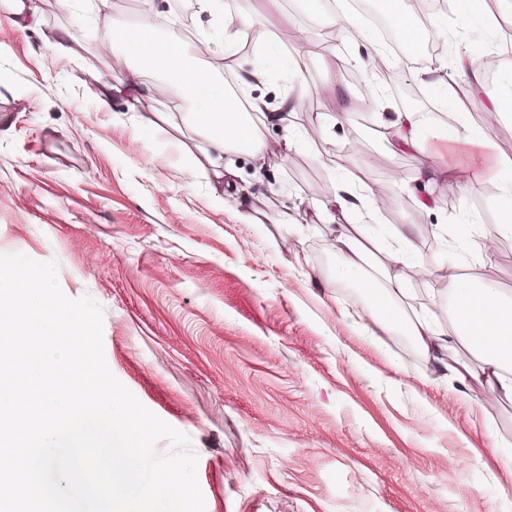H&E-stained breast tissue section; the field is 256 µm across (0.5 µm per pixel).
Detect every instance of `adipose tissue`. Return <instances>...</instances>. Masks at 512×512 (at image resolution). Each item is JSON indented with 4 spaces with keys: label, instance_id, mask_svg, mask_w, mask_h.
Segmentation results:
<instances>
[{
    "label": "adipose tissue",
    "instance_id": "1",
    "mask_svg": "<svg viewBox=\"0 0 512 512\" xmlns=\"http://www.w3.org/2000/svg\"><path fill=\"white\" fill-rule=\"evenodd\" d=\"M452 4L455 26L461 32L478 24L493 36L500 31L504 16L512 17V0H452ZM166 21L165 11L155 9L135 35L129 36L120 31L112 35L113 54L131 57L133 62L134 79L128 88L132 101L140 105L154 97L153 86L140 79L141 74L148 70L143 50L150 42L154 45L156 73L176 74L185 96L200 105L192 121L207 142L202 150L205 161H212L214 154L228 150L251 154L263 162L283 160L286 151L295 146V139H288L283 149H266L252 116L242 108L241 97L227 93L223 81L205 78L183 65L178 46L159 42L158 34ZM454 66L456 81L433 80L429 87L442 103L462 115L467 110L468 100L480 94L485 69L474 59L462 56L455 59ZM389 129L396 147L424 154L425 162L419 179L425 185L440 179L462 181L466 178L461 165L455 162L438 164L436 158L439 154L454 158L481 155L498 183L500 232L512 236V157L497 150L487 130L465 125L432 130L427 120L416 112L396 113ZM393 240V245L386 250L392 271L381 279L363 274L370 255L369 246L373 242L368 225L337 224L331 242L332 249L342 258L338 276H364L368 290L382 291L387 305L372 316L373 324L381 334L392 331L401 322L398 301L404 293V283L394 270L408 265L413 248L411 239L402 228H395ZM448 294L455 307L464 311V319L446 330L437 327L432 317L419 316L411 325L412 336L435 368L448 371L460 383L486 385L512 398V298H505L495 284L467 274L462 265L448 269ZM459 345L468 347L477 356L478 365L447 362V353Z\"/></svg>",
    "mask_w": 512,
    "mask_h": 512
}]
</instances>
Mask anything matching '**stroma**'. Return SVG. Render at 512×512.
<instances>
[{
    "mask_svg": "<svg viewBox=\"0 0 512 512\" xmlns=\"http://www.w3.org/2000/svg\"><path fill=\"white\" fill-rule=\"evenodd\" d=\"M219 12L193 13L199 36L229 38L238 52H200L180 40L193 70L213 79L232 72L261 108L260 136L281 148L288 132L302 145L274 165L230 152L231 175L197 168L203 138L186 123L192 104L171 79L156 87L151 109L168 114L148 130L125 95L102 104L95 76L111 70L125 84V58L98 51L93 0H40L36 27L10 26L0 0V253L58 263L63 293L91 295L103 308V348L112 374L160 419L188 435L198 455L205 512H512V474L500 452L512 447V401L437 372L408 326L373 335L380 298L337 277L341 259L320 201L343 181L388 184L393 206L363 199L350 212L380 245L403 226L414 263L430 283L408 282L407 317L431 311L449 327L456 310L442 270L470 275L512 296V238L495 259L480 245L499 220L495 184L480 159L464 164L479 181L466 189L439 180L410 190L421 163L387 150L384 127L403 94L382 85V103L364 113L325 89L352 88L362 43L321 49L333 22L324 0H223ZM249 12L261 35L248 51L247 29H226L228 15ZM68 34L78 56L52 45ZM318 52L305 58L304 81L270 51L297 53L299 34ZM433 79L456 75L443 58L472 57L492 46L483 29L436 39ZM306 84L310 111L287 117L282 101ZM365 125L351 140L353 116ZM327 148L332 161L314 152ZM298 223H281L283 213Z\"/></svg>",
    "mask_w": 512,
    "mask_h": 512,
    "instance_id": "35a3bbf8",
    "label": "stroma"
}]
</instances>
